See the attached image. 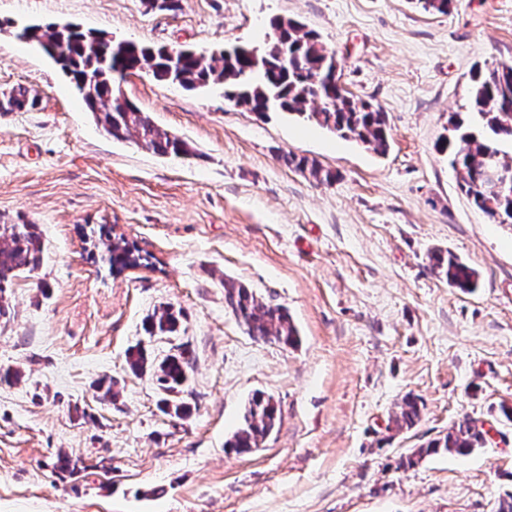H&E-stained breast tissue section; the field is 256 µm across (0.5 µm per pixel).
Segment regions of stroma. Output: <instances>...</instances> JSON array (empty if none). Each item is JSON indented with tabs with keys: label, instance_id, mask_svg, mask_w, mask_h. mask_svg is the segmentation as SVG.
Here are the masks:
<instances>
[{
	"label": "stroma",
	"instance_id": "stroma-1",
	"mask_svg": "<svg viewBox=\"0 0 512 512\" xmlns=\"http://www.w3.org/2000/svg\"><path fill=\"white\" fill-rule=\"evenodd\" d=\"M274 17L335 51L337 76L387 115L386 155L296 116L259 117L214 87L187 91L137 73L126 98L197 154L162 157L115 141L68 79L20 40L30 22L77 23L117 40L212 50L263 45ZM512 62V0H0V92L36 93L0 114V220L36 225L42 266L8 290L0 321V512H495L512 493V227L461 191L439 145L466 113L471 74ZM292 154L335 174L286 165ZM106 227L154 264L112 276L82 227ZM451 251L480 274L471 292L429 267ZM285 308L296 346L248 336L224 278ZM181 310L149 337L155 308ZM185 345L188 417L165 415L127 349ZM109 378L115 400L99 399ZM281 419L249 454L225 448L255 391ZM418 423L395 431L405 395ZM470 416L484 448L402 455ZM77 469H54L57 452ZM37 105V97L27 89H13L0 97V112H22L28 111ZM181 317V312L175 311L172 306L162 307L148 316L147 331L151 337L174 335L180 326Z\"/></svg>",
	"mask_w": 512,
	"mask_h": 512
}]
</instances>
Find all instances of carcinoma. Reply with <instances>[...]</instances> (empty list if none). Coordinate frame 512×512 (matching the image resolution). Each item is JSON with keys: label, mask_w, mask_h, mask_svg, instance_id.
Instances as JSON below:
<instances>
[{"label": "carcinoma", "mask_w": 512, "mask_h": 512, "mask_svg": "<svg viewBox=\"0 0 512 512\" xmlns=\"http://www.w3.org/2000/svg\"><path fill=\"white\" fill-rule=\"evenodd\" d=\"M270 41L261 49L234 45L205 55L189 49L150 47L134 41H101L91 31L78 26L31 24L23 29L27 41L38 45L60 66L76 90L79 81L88 85L92 97L81 96L85 108L115 140L136 138L142 148L162 156H192L190 145L158 126L150 115L128 99H112L116 78L146 72L154 79L187 90L224 86V97L251 112L297 114L310 122L350 137L375 153L390 148L386 113L366 101L350 96L337 80L335 53L328 50L313 30L300 22L277 17L269 22ZM472 107L468 123L454 126L456 141H443L449 164L458 176L461 189L492 222L512 226V193L482 189L483 176L492 171L512 176V64L498 63L477 69L472 76ZM37 97L22 88L0 97V112L28 111ZM287 164L306 171L317 182L330 183L336 175L306 158L294 155ZM110 272L118 275L140 266L152 265V256L124 238L107 245ZM43 242L35 224L0 223V317L9 316L7 288L24 272L39 268ZM431 269L448 285L471 291L478 286L479 273L450 251L435 249L429 254ZM224 306L246 333L255 340L294 346L299 332L288 312L263 301L244 285L224 279ZM182 314L171 306L154 311L147 318L150 336H171L178 331ZM126 363L135 374H148L156 380L162 397L160 410L184 418L190 406L180 398L193 366L192 352L185 346L159 359L142 344L130 347ZM421 409L413 396L406 397L393 417L397 431L410 429L419 421ZM280 419L273 397L256 391L248 401L241 427L225 443L238 453L260 447ZM487 432L466 418L453 424L441 438L417 448L402 459L413 466L441 449L467 455L486 445Z\"/></svg>", "instance_id": "obj_1"}]
</instances>
